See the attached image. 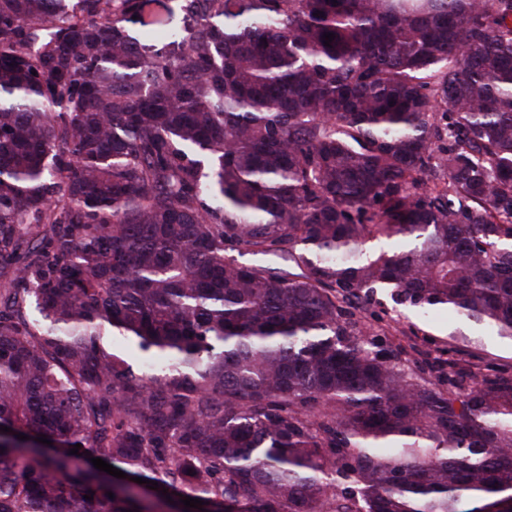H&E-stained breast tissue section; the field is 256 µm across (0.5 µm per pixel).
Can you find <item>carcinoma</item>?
I'll use <instances>...</instances> for the list:
<instances>
[{
    "label": "carcinoma",
    "instance_id": "obj_1",
    "mask_svg": "<svg viewBox=\"0 0 512 512\" xmlns=\"http://www.w3.org/2000/svg\"><path fill=\"white\" fill-rule=\"evenodd\" d=\"M153 2L0 0V512L508 501L512 374L364 314L512 339V0ZM374 315L367 314L365 323L374 327L377 324L391 322L397 328L392 336H382L389 344L401 341L406 343L411 338L417 349L412 353L418 360L433 361L436 358L442 360L456 359L459 355L450 351L448 342L449 334L462 332L473 341L470 347L460 346L467 350L472 361L479 364L481 368H493L502 372L512 374V341L508 338L498 336L491 328L482 327L473 323L462 322L458 317L448 315L447 311H434L423 316L413 309L396 307L392 311L391 302L383 300L382 306L373 309ZM401 332L407 334L402 336ZM412 334H415L413 336Z\"/></svg>",
    "mask_w": 512,
    "mask_h": 512
}]
</instances>
